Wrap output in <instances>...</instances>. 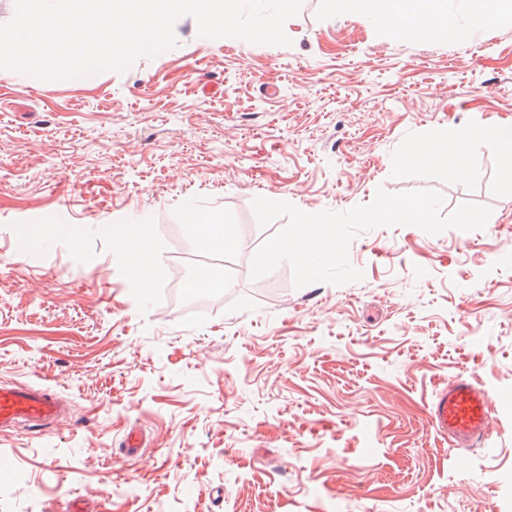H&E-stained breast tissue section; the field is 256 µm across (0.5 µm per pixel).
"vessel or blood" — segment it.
Segmentation results:
<instances>
[{
    "instance_id": "vessel-or-blood-1",
    "label": "vessel or blood",
    "mask_w": 512,
    "mask_h": 512,
    "mask_svg": "<svg viewBox=\"0 0 512 512\" xmlns=\"http://www.w3.org/2000/svg\"><path fill=\"white\" fill-rule=\"evenodd\" d=\"M492 394L471 380L455 377L428 405L435 433L457 448L482 442L491 424ZM66 402L47 387L0 385V428L40 425L64 419Z\"/></svg>"
}]
</instances>
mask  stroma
Listing matches in <instances>:
<instances>
[{
	"label": "stroma",
	"instance_id": "1",
	"mask_svg": "<svg viewBox=\"0 0 512 512\" xmlns=\"http://www.w3.org/2000/svg\"><path fill=\"white\" fill-rule=\"evenodd\" d=\"M285 32L227 43L184 20L122 73L0 71V382L69 405L0 430V512H512V174L482 149L474 179L397 164L454 127L512 124V26L423 40L302 0ZM380 188L491 215L357 233L358 282L298 288L286 263L251 279L243 242L287 223L260 227L254 198L342 212ZM189 202L239 248L200 238ZM143 222L160 252L144 296L112 249ZM217 257L223 305L169 306L171 281ZM457 376L493 393L482 446L430 426ZM134 427L146 444L128 460Z\"/></svg>",
	"mask_w": 512,
	"mask_h": 512
}]
</instances>
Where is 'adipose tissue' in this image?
Segmentation results:
<instances>
[{
	"label": "adipose tissue",
	"instance_id": "obj_1",
	"mask_svg": "<svg viewBox=\"0 0 512 512\" xmlns=\"http://www.w3.org/2000/svg\"><path fill=\"white\" fill-rule=\"evenodd\" d=\"M336 13L375 11L379 19L396 23L403 31H430L432 37L442 36L447 29L449 10L459 12L473 27H481L488 15L501 21L512 20V0H497L493 12L477 6L476 0H332ZM483 148L493 154L500 165L512 171V125L487 124L480 127H456L448 136L422 144L415 151L400 158L403 166L443 164L457 175L471 179L476 170L469 163V153ZM190 224L209 245L219 250H231L236 239L223 217L198 210L195 205L186 208ZM114 249L126 256L129 280L137 288H148L153 283L157 248L151 225H133L130 234L114 238Z\"/></svg>",
	"mask_w": 512,
	"mask_h": 512
}]
</instances>
